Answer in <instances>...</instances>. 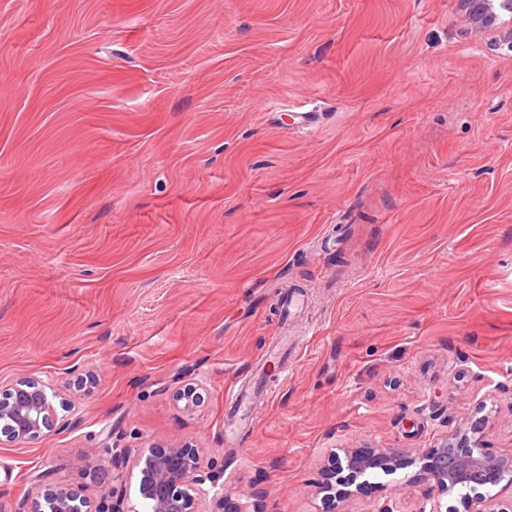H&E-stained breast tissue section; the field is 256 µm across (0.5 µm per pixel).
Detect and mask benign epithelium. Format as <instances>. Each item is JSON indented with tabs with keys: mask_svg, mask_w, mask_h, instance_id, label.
Wrapping results in <instances>:
<instances>
[{
	"mask_svg": "<svg viewBox=\"0 0 512 512\" xmlns=\"http://www.w3.org/2000/svg\"><path fill=\"white\" fill-rule=\"evenodd\" d=\"M468 18L479 28L498 33L499 46L512 51V0H461ZM509 20H503V17ZM183 410L200 406L197 387H187L177 395ZM68 408L59 392L36 377H22L0 383V445L19 446L54 430L59 422L58 409ZM112 460V485L103 502L92 508L77 488L55 485L24 496L18 512H124L123 500L116 488L124 484V466L141 474L140 488L149 501L150 512H204L207 482L214 476L202 469L198 451L172 445L164 450L105 448ZM414 454L421 463L420 476L428 483L425 500L429 512H442L441 497L453 494L475 475L484 473L512 487V454L496 455L466 437L453 436L434 448H353L344 457L335 456L326 472L323 488L338 484L346 487L340 496L351 495L348 487L358 477L376 468L393 469Z\"/></svg>",
	"mask_w": 512,
	"mask_h": 512,
	"instance_id": "obj_1",
	"label": "benign epithelium"
}]
</instances>
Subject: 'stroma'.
I'll use <instances>...</instances> for the list:
<instances>
[{
    "label": "stroma",
    "instance_id": "35a3bbf8",
    "mask_svg": "<svg viewBox=\"0 0 512 512\" xmlns=\"http://www.w3.org/2000/svg\"><path fill=\"white\" fill-rule=\"evenodd\" d=\"M29 375L72 410L0 447V512L100 502L113 445L197 449L264 512H419L416 462L319 491L348 448L512 453V51L460 0H0V382Z\"/></svg>",
    "mask_w": 512,
    "mask_h": 512
}]
</instances>
